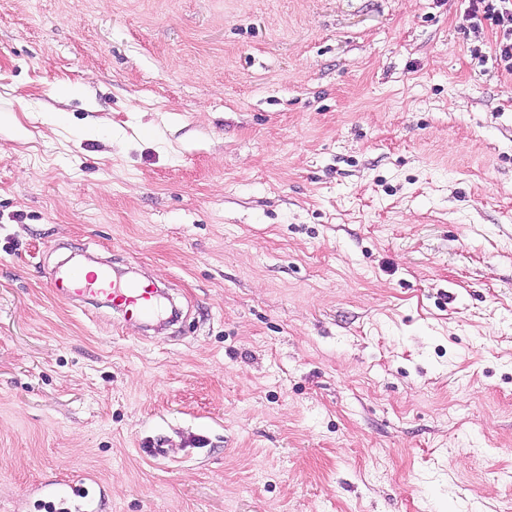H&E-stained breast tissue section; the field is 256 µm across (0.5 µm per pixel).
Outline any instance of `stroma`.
<instances>
[{
  "mask_svg": "<svg viewBox=\"0 0 512 512\" xmlns=\"http://www.w3.org/2000/svg\"><path fill=\"white\" fill-rule=\"evenodd\" d=\"M465 8L0 0V512H512V74ZM50 288L62 299L73 296H105L121 307L129 320H151L159 312L157 290L138 280L114 281L104 270L86 273L80 268H68L57 273ZM85 481L80 480L68 484L67 489L60 493L50 484L45 485L39 489V493L48 501H43L46 505H51L55 508V501L61 504L73 505L75 511L81 512H98L100 510V503L96 499L89 497V492L84 486Z\"/></svg>",
  "mask_w": 512,
  "mask_h": 512,
  "instance_id": "stroma-1",
  "label": "stroma"
}]
</instances>
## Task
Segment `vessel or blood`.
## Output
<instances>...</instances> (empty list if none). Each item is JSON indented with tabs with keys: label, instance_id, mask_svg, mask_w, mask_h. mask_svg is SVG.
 I'll return each mask as SVG.
<instances>
[{
	"label": "vessel or blood",
	"instance_id": "b4317fda",
	"mask_svg": "<svg viewBox=\"0 0 512 512\" xmlns=\"http://www.w3.org/2000/svg\"><path fill=\"white\" fill-rule=\"evenodd\" d=\"M50 286L63 299L105 296L131 320H150L159 312L157 291L150 284L138 280L115 281L103 270L87 273L80 268H68L57 273ZM40 493L48 502L73 505L75 512H99L100 509L99 501L90 497L80 481L68 484L62 492L46 485L41 487Z\"/></svg>",
	"mask_w": 512,
	"mask_h": 512
}]
</instances>
